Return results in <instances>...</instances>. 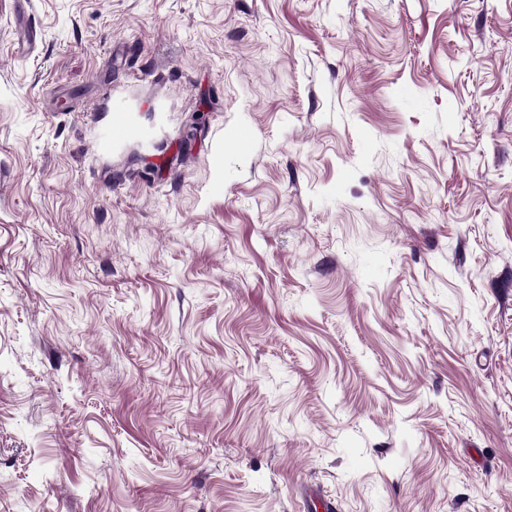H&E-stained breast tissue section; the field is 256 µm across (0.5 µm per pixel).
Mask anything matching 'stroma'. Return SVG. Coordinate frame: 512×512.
Here are the masks:
<instances>
[{"label":"stroma","instance_id":"35a3bbf8","mask_svg":"<svg viewBox=\"0 0 512 512\" xmlns=\"http://www.w3.org/2000/svg\"><path fill=\"white\" fill-rule=\"evenodd\" d=\"M306 486L512 512V0H0V512ZM14 27L18 33L23 35L22 46L19 42V51L21 53H26V55L33 54L36 45V33L35 30L33 31V23L30 15L24 10L19 12L15 18Z\"/></svg>","mask_w":512,"mask_h":512}]
</instances>
